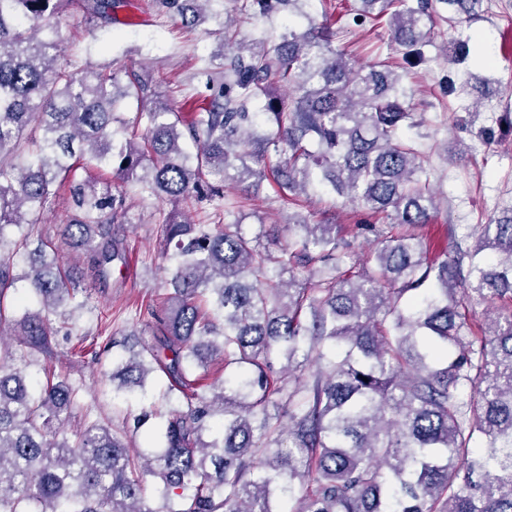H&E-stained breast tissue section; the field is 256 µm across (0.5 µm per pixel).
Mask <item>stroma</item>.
Listing matches in <instances>:
<instances>
[{
	"mask_svg": "<svg viewBox=\"0 0 512 512\" xmlns=\"http://www.w3.org/2000/svg\"><path fill=\"white\" fill-rule=\"evenodd\" d=\"M333 22L341 30L337 45L353 61L370 64L388 57L390 47L384 29L351 23L356 0H333ZM117 20H88L79 9L59 15L57 30L66 49L64 59L72 68L122 66L153 80L162 98L182 119L191 107L184 95L206 93L205 59L219 49L215 26L202 23L184 28L179 17L165 13L157 0H123ZM429 60L404 77L411 88L416 111L425 113L428 136L420 149L429 158L430 182L440 198V208L423 229L429 257H441L450 239H464L470 227L489 223L502 210L512 209V128L505 121L512 115V0H482L476 20L451 24L435 20L430 31ZM468 42L471 58L463 65L453 61L452 47ZM455 85H448V77ZM128 203L138 222L127 226L128 264L112 274L109 288L92 289L93 314L72 331L71 338L94 332L97 321H106L109 333L128 336L134 347L151 342L148 326L132 322L126 309L133 302H161L165 294L163 241L157 233L156 201L130 196ZM251 232L276 231L270 243L280 251L288 240L285 229L288 209L276 201L270 183L252 191L245 207ZM302 213L312 223L364 224L366 210L345 203L333 194L316 192ZM71 338L57 337L58 356H65ZM112 356L105 353L100 364L87 362L70 368L71 378L82 387L72 412L73 423L86 424L99 417L121 425L124 410L112 406V382L107 373Z\"/></svg>",
	"mask_w": 512,
	"mask_h": 512,
	"instance_id": "stroma-1",
	"label": "stroma"
}]
</instances>
